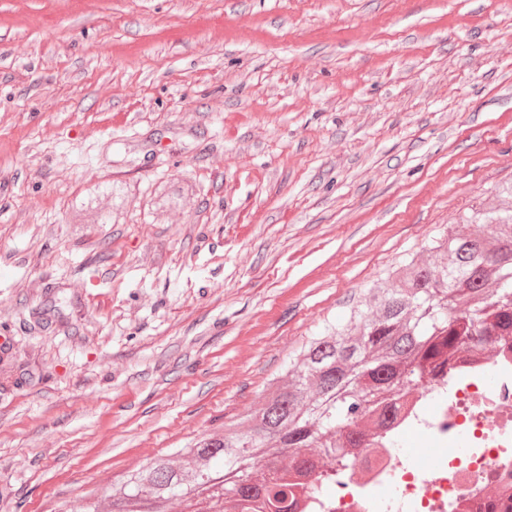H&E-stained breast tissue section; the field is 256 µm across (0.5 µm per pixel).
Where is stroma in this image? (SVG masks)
<instances>
[{"mask_svg": "<svg viewBox=\"0 0 512 512\" xmlns=\"http://www.w3.org/2000/svg\"><path fill=\"white\" fill-rule=\"evenodd\" d=\"M509 182L512 0H0V512H109Z\"/></svg>", "mask_w": 512, "mask_h": 512, "instance_id": "obj_1", "label": "stroma"}]
</instances>
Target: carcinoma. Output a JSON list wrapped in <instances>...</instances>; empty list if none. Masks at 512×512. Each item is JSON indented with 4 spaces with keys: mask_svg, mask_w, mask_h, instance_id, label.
Listing matches in <instances>:
<instances>
[{
    "mask_svg": "<svg viewBox=\"0 0 512 512\" xmlns=\"http://www.w3.org/2000/svg\"><path fill=\"white\" fill-rule=\"evenodd\" d=\"M463 223L494 225L495 244L454 231L435 241L430 263L410 262L345 323L305 345L294 380L249 413L251 431L229 429L195 443L185 466L158 458L128 473L110 495L111 512H168L186 496L212 503L209 512H292L288 489L306 488L326 459H349L359 420L382 425L399 393L464 351L477 355L472 339H512V291L498 287L502 271L512 269V209L475 210ZM308 448L321 453L310 456ZM271 449L288 452V473L268 466L253 476ZM217 461L235 480L213 475Z\"/></svg>",
    "mask_w": 512,
    "mask_h": 512,
    "instance_id": "cac0c4a2",
    "label": "carcinoma"
}]
</instances>
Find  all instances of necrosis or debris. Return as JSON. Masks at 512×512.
<instances>
[{
    "label": "necrosis or debris",
    "mask_w": 512,
    "mask_h": 512,
    "mask_svg": "<svg viewBox=\"0 0 512 512\" xmlns=\"http://www.w3.org/2000/svg\"><path fill=\"white\" fill-rule=\"evenodd\" d=\"M412 432L425 447L404 452ZM296 512H512V345L484 340L402 400L351 464L325 462Z\"/></svg>",
    "instance_id": "necrosis-or-debris-1"
}]
</instances>
